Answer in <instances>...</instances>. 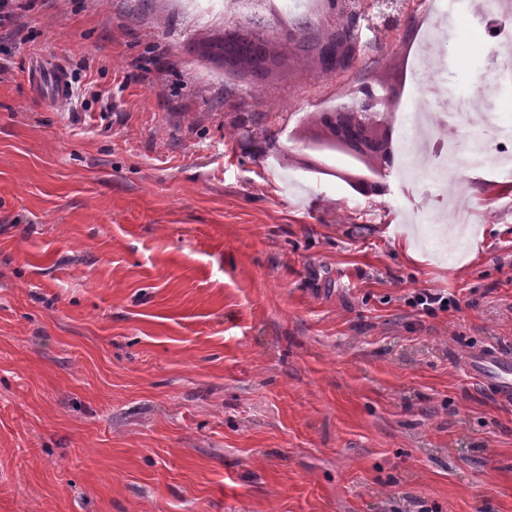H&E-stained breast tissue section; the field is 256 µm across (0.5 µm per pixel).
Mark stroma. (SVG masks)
<instances>
[{"label":"stroma","mask_w":512,"mask_h":512,"mask_svg":"<svg viewBox=\"0 0 512 512\" xmlns=\"http://www.w3.org/2000/svg\"><path fill=\"white\" fill-rule=\"evenodd\" d=\"M174 3L0 10V512H512V400L466 367L512 351V189L466 179L460 245L393 175L289 192L265 158L343 81L225 95L186 50L223 20ZM364 38L350 78H407L401 32ZM444 69L512 128V80ZM30 89L36 95L47 94L61 101L70 96V75L64 65H58L52 70L41 67L36 60L27 74Z\"/></svg>","instance_id":"obj_1"}]
</instances>
